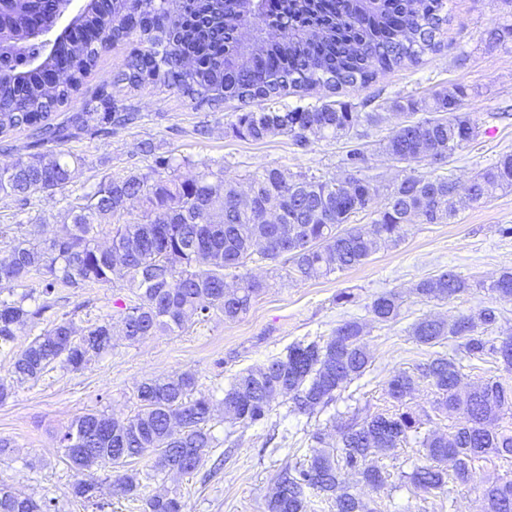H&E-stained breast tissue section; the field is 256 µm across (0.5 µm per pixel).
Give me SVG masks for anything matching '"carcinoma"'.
<instances>
[{
	"mask_svg": "<svg viewBox=\"0 0 512 512\" xmlns=\"http://www.w3.org/2000/svg\"><path fill=\"white\" fill-rule=\"evenodd\" d=\"M8 8L0 13L7 22L0 27V37L35 52L29 15L40 10L42 24L50 28L56 12L36 0H10ZM262 12L287 22V32L274 41L267 39L265 26L252 22ZM108 15L112 41L138 33L148 43L130 57L117 81L132 87L163 84L197 106L218 107L229 99L257 102L258 111L240 112L231 124L232 134L242 140L285 136L306 149L315 138L344 137L352 142L342 158L346 176L336 181L305 174L289 179L277 168H265L252 175L244 197L222 170L178 180L175 158L155 154L154 145L144 142L141 151L153 156L150 171L107 178L72 213L71 222L56 225L35 242L13 239L9 257L0 260V285L19 286L32 276L36 282L16 300H0V346L45 320L52 308L50 297L58 289L116 281L133 288L132 299L120 313L130 343L157 332L182 331L214 314L235 321L264 288L247 271L256 257L288 263L286 275L292 279L315 280L362 265L380 248L398 245L411 224H447L456 215L457 184L446 174L432 169L392 186L379 185L366 175V152L357 128L379 122L381 108L400 112L406 120L379 142V149L399 163L419 166L426 160L434 165L477 136L470 113L460 111L463 90L446 88L423 101L398 96L370 112L341 103L273 107L296 89L366 87L378 74L434 50L437 34L448 23V0H277L275 10L268 0H90L71 25L86 34L62 36L53 56L40 58L24 73L14 70L22 54L3 62L0 134L27 127L35 141L30 152L0 169V197L25 204L35 193L62 190L70 179V162L48 145L64 142L74 130L110 136L135 119L117 105L112 83L107 82L88 111L50 122L51 113L69 103L96 67L102 51L98 28ZM246 20L253 31L244 42L238 28ZM47 68L59 74L50 85ZM417 112L428 116L411 119ZM507 190H512V154L477 171L468 195L473 202H485ZM133 198L142 199L141 219L114 225L112 245L100 247L98 219L121 213ZM361 214L371 219L368 232L351 226ZM228 271L238 281L232 290L224 282ZM472 287L468 279L443 271L418 281L414 293L422 301L446 300ZM488 288L497 299L512 303V270L502 271ZM36 293L42 303L27 305ZM401 305L398 294L384 292L372 300L369 312L375 322L391 323ZM498 318L497 309L482 308L450 321L418 319L411 334L432 352L418 375L398 373L389 381V395L399 409L351 420L335 448L322 446L321 434L315 433V445L305 458L285 465L267 500V512H307L310 492L332 500L336 512H376L374 501L340 487L338 471L348 469L377 487L382 476L369 458L411 440L423 448V461L414 464L408 479L426 494L444 492L451 480L470 483L481 462L512 459V426L492 427L512 417V384L482 379L463 395L461 365L438 351L458 340L468 360H490L511 374L512 348L498 349L497 337L488 334ZM364 336L360 321L345 320L325 339L293 343L264 366L238 372L224 388V418L246 426L259 423L269 417L278 397L286 398L298 414L312 416L323 410L370 368ZM111 349L109 320L90 324L76 339L71 320L55 319L15 357L11 373L21 381H36L57 366L77 372ZM420 379L435 388L438 411L465 416V423L447 436L421 434V419L406 404ZM196 383L190 371L148 378L137 388L138 410L129 418L118 421L90 412L73 421L59 437L58 447L78 475L74 497L102 510L107 506L104 486L117 495L136 493L140 470L134 461L146 454L153 456L149 479L197 471L211 447L209 423L215 406L211 398L195 395ZM482 497L485 512H512V479L483 485ZM54 509L51 499L37 500L0 486V512ZM184 509L185 502L176 494L143 499V512Z\"/></svg>",
	"mask_w": 512,
	"mask_h": 512,
	"instance_id": "carcinoma-1",
	"label": "carcinoma"
}]
</instances>
